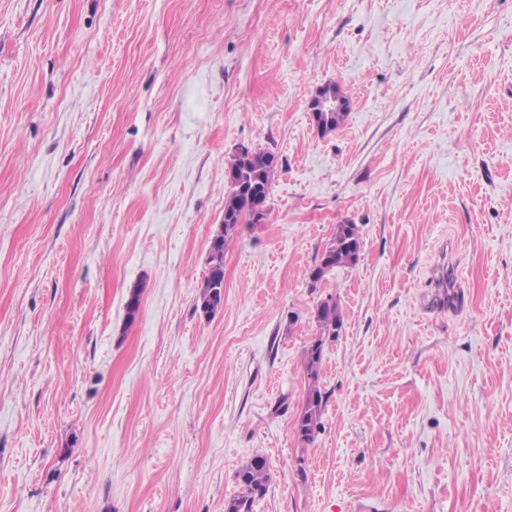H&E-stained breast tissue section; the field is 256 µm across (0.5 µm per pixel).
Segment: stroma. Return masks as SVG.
<instances>
[{
  "instance_id": "stroma-1",
  "label": "stroma",
  "mask_w": 512,
  "mask_h": 512,
  "mask_svg": "<svg viewBox=\"0 0 512 512\" xmlns=\"http://www.w3.org/2000/svg\"><path fill=\"white\" fill-rule=\"evenodd\" d=\"M257 454L252 512H512V0H0V512H224ZM320 91L310 100L309 105L313 112L316 110L318 112H324L325 120H323L321 132L325 133L337 129L344 123L347 116V107L340 112H336L343 104L344 100L337 90L336 92L334 91L332 86H327L321 92ZM327 119L329 120V127H326ZM253 162L242 178L236 176L228 182L229 171L235 169L237 161L234 153L225 161L228 190L224 195V222L212 238L208 253V275L202 284L197 310L213 315L221 306L224 294L216 285L224 283V256L240 224H256L253 211L263 201L269 202L273 183L279 169L278 155L268 147L250 148ZM213 240H219L215 243ZM361 237L358 225H336L334 233L324 246L320 259L326 257L324 268L319 269L321 280L336 267L354 265L358 261ZM319 337L308 347L306 352V371L308 389L302 410L294 422V432L303 443L314 439L318 420L324 404L325 392L319 386L320 362L325 336H336L341 329L342 315L336 302L325 301L319 304L315 313ZM237 478L240 492L229 502L227 512H252L254 501L267 493L271 481L266 458L253 456L237 473Z\"/></svg>"
}]
</instances>
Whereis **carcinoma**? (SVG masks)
<instances>
[{
    "instance_id": "carcinoma-1",
    "label": "carcinoma",
    "mask_w": 512,
    "mask_h": 512,
    "mask_svg": "<svg viewBox=\"0 0 512 512\" xmlns=\"http://www.w3.org/2000/svg\"><path fill=\"white\" fill-rule=\"evenodd\" d=\"M253 162L244 176L235 177L228 184L224 195V222L210 242L208 253V275L202 284L197 309L214 314L224 300V294L216 285L224 282V256L238 227L253 223L254 209L270 199L273 183L279 169L278 155L268 147L251 149ZM361 237L356 224H338L324 246L321 257L326 259L325 267L319 269L320 278L337 267L353 265L358 261ZM316 323L319 337L306 352L308 389L302 410L294 422V432L303 443L314 439L318 420L324 404L325 393L319 386L320 362L324 337L336 335L341 329L342 315L332 302H322L316 309ZM239 494L228 504L227 512H252L253 503L263 497L271 481L270 466L265 457L255 455L237 473Z\"/></svg>"
}]
</instances>
